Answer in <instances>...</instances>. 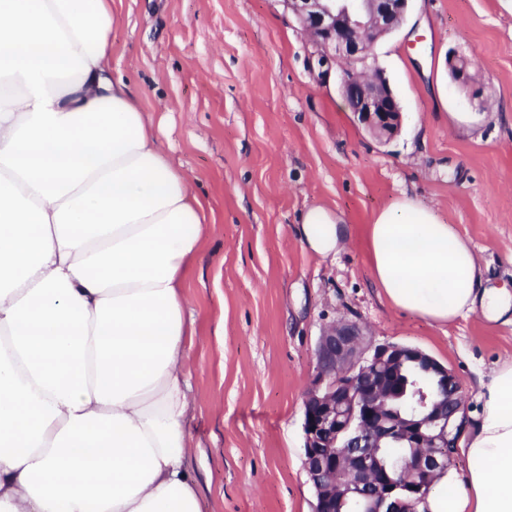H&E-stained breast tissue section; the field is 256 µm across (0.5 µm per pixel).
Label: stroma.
<instances>
[{
	"label": "stroma",
	"mask_w": 512,
	"mask_h": 512,
	"mask_svg": "<svg viewBox=\"0 0 512 512\" xmlns=\"http://www.w3.org/2000/svg\"><path fill=\"white\" fill-rule=\"evenodd\" d=\"M112 14L113 76L160 120L215 216L185 288L197 320L188 467L205 512H313L303 397L336 321L422 350L480 410L479 378L512 358V324L472 313L440 327L390 307L364 229L409 194L512 288V0H409L401 28L371 50L402 107L388 141L358 123L336 76L311 70L284 0H112ZM454 52L470 59L483 110L451 81ZM312 204L353 227L336 257L295 233Z\"/></svg>",
	"instance_id": "1"
}]
</instances>
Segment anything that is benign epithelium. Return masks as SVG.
<instances>
[{"label":"benign epithelium","mask_w":512,"mask_h":512,"mask_svg":"<svg viewBox=\"0 0 512 512\" xmlns=\"http://www.w3.org/2000/svg\"><path fill=\"white\" fill-rule=\"evenodd\" d=\"M313 47L319 67L338 66L340 93L358 121L375 137L390 139L402 109L382 69L367 64L370 48L403 24L409 0H284ZM462 55L449 57L452 79L472 82ZM423 364L439 387L411 395L410 410L391 405V372L406 362ZM304 464L315 491L314 512H407L409 497L422 498L446 449L457 446L466 419L455 374L421 350L368 343L355 323L336 322L320 340L316 383L303 401ZM384 448L397 459L379 460Z\"/></svg>","instance_id":"1"}]
</instances>
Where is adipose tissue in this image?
<instances>
[{"instance_id": "ef3b65f1", "label": "adipose tissue", "mask_w": 512, "mask_h": 512, "mask_svg": "<svg viewBox=\"0 0 512 512\" xmlns=\"http://www.w3.org/2000/svg\"><path fill=\"white\" fill-rule=\"evenodd\" d=\"M112 23V0H0V512H203L184 288L214 214L113 78ZM297 234L326 258L352 229L318 204ZM367 242L393 308L512 324V290L421 201L378 211ZM479 399L466 470L423 512H512V359Z\"/></svg>"}]
</instances>
